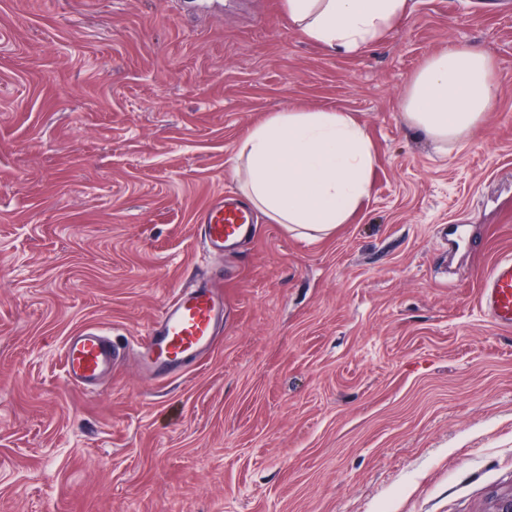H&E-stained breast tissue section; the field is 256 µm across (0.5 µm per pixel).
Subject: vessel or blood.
<instances>
[{
    "mask_svg": "<svg viewBox=\"0 0 512 512\" xmlns=\"http://www.w3.org/2000/svg\"><path fill=\"white\" fill-rule=\"evenodd\" d=\"M199 222L207 252L220 253L251 234L252 212L220 197ZM480 306L492 322L512 327V257L497 260L484 279ZM224 325V299L209 277L193 276L189 285L169 298L138 347L144 371L153 377L182 374L189 361L209 353ZM121 348L101 328L86 326L68 336L64 346V378L90 389L112 372Z\"/></svg>",
    "mask_w": 512,
    "mask_h": 512,
    "instance_id": "obj_1",
    "label": "vessel or blood"
}]
</instances>
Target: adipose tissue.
<instances>
[{"label": "adipose tissue", "instance_id": "ef3b65f1", "mask_svg": "<svg viewBox=\"0 0 512 512\" xmlns=\"http://www.w3.org/2000/svg\"><path fill=\"white\" fill-rule=\"evenodd\" d=\"M283 7L309 41L354 55L390 32L409 0H283ZM501 80L482 48L458 44L428 58L400 107L445 150L484 124ZM238 158L246 200L311 238L329 236L351 218L376 164L363 128L338 110L275 113L240 142Z\"/></svg>", "mask_w": 512, "mask_h": 512}]
</instances>
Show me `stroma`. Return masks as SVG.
<instances>
[{
    "mask_svg": "<svg viewBox=\"0 0 512 512\" xmlns=\"http://www.w3.org/2000/svg\"><path fill=\"white\" fill-rule=\"evenodd\" d=\"M505 73L439 153L400 109L433 54ZM342 110L377 156L348 223L308 238L240 195L235 148L270 114ZM512 256V0H411L355 55L281 0H0V512H487L512 490V327L479 304ZM224 332L184 378L134 358L87 394L63 347H128L197 265ZM231 200L221 196L199 219L204 246L209 253L224 252L226 246L233 245L252 232L253 213Z\"/></svg>",
    "mask_w": 512,
    "mask_h": 512,
    "instance_id": "1",
    "label": "stroma"
}]
</instances>
